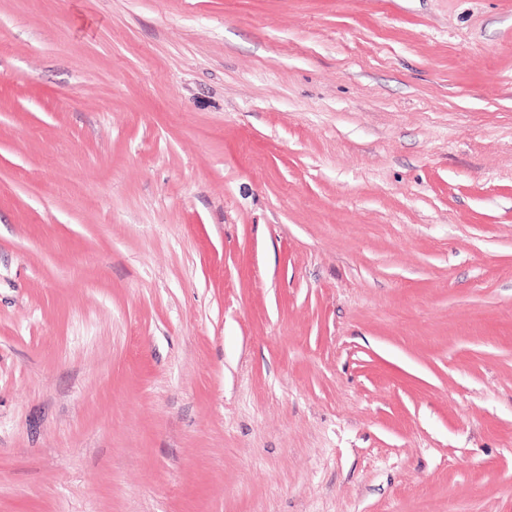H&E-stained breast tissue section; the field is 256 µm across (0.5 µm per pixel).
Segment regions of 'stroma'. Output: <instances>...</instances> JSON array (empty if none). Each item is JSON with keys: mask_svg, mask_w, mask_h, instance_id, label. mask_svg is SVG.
Segmentation results:
<instances>
[{"mask_svg": "<svg viewBox=\"0 0 512 512\" xmlns=\"http://www.w3.org/2000/svg\"><path fill=\"white\" fill-rule=\"evenodd\" d=\"M0 512H512V0H0Z\"/></svg>", "mask_w": 512, "mask_h": 512, "instance_id": "1", "label": "stroma"}]
</instances>
